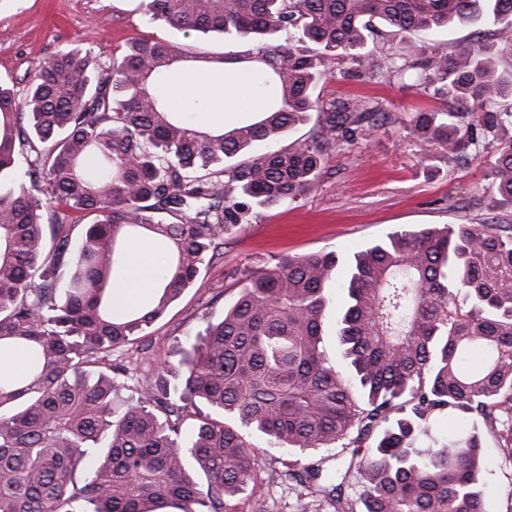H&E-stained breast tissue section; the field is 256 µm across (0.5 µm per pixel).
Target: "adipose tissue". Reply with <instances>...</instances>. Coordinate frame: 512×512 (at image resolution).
<instances>
[{"instance_id":"obj_1","label":"adipose tissue","mask_w":512,"mask_h":512,"mask_svg":"<svg viewBox=\"0 0 512 512\" xmlns=\"http://www.w3.org/2000/svg\"><path fill=\"white\" fill-rule=\"evenodd\" d=\"M243 79V73L232 65L204 72H185L168 86L167 93L182 105L187 104L193 94L214 95L220 106L217 117L222 127L228 130L240 120L243 111L257 109L260 105L258 97L243 99L234 93V86ZM127 254L131 279L128 284L112 291L114 304L124 309L140 306L151 295V287L157 279L154 245L150 238L142 237L129 242Z\"/></svg>"}]
</instances>
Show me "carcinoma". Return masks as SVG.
I'll return each instance as SVG.
<instances>
[{
  "mask_svg": "<svg viewBox=\"0 0 512 512\" xmlns=\"http://www.w3.org/2000/svg\"><path fill=\"white\" fill-rule=\"evenodd\" d=\"M187 37L250 48L196 57L178 40L90 49L39 63L19 97L0 84V512H239L260 476L263 435L288 451V475L342 506L298 454L346 440L363 478L361 512H487L483 435L512 463V235L450 224L396 229L343 259L284 256L248 275L222 319L178 360L157 362L121 398L129 368L112 351L150 328L195 281L224 230L255 208L314 189L326 146L379 103L322 100L319 79L350 73L477 102L416 112L411 131L452 158L498 144L486 178L512 204V76L472 42L426 57L366 49L377 25L405 39L479 21L512 42V0H141ZM240 64L264 109L222 131L172 106L165 87L187 63ZM317 115L311 141L275 144ZM258 142L269 145L253 153ZM54 209L44 211L40 195ZM88 217L73 242L72 216ZM148 236L164 257L141 307L112 304L125 244ZM341 350L344 370L329 356ZM209 412H200L199 405ZM469 415L422 448L436 415Z\"/></svg>",
  "mask_w": 512,
  "mask_h": 512,
  "instance_id": "carcinoma-1",
  "label": "carcinoma"
}]
</instances>
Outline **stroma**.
<instances>
[{
    "label": "stroma",
    "mask_w": 512,
    "mask_h": 512,
    "mask_svg": "<svg viewBox=\"0 0 512 512\" xmlns=\"http://www.w3.org/2000/svg\"><path fill=\"white\" fill-rule=\"evenodd\" d=\"M162 21H148L139 0H0V82L24 95L38 63L66 49H94L103 60L120 55L137 39L171 37ZM471 41L495 54L502 71L512 73V46L498 43L482 23L416 36L424 52H451ZM322 97L379 101L390 124L366 125L351 143L330 148L317 186L284 203L254 210L249 223L230 229L224 247L156 322L149 336L115 350L112 360L133 368L135 377L153 372L155 360L176 341L195 334L207 319L222 316L244 273L288 255L333 250L345 256L397 228L446 224L512 225V205L488 187L485 170L494 148L477 158L449 159L445 150L411 133L413 113L443 109L431 93L399 83H376L343 76L334 66L320 82ZM261 447L263 483L248 496L243 512H336L323 496L289 478L283 451ZM488 471L483 492L488 512L512 504V464L494 440L486 442ZM350 449L337 444L307 452L302 463L319 468L325 484H342L343 498L359 512L362 479L348 467Z\"/></svg>",
    "instance_id": "1"
}]
</instances>
